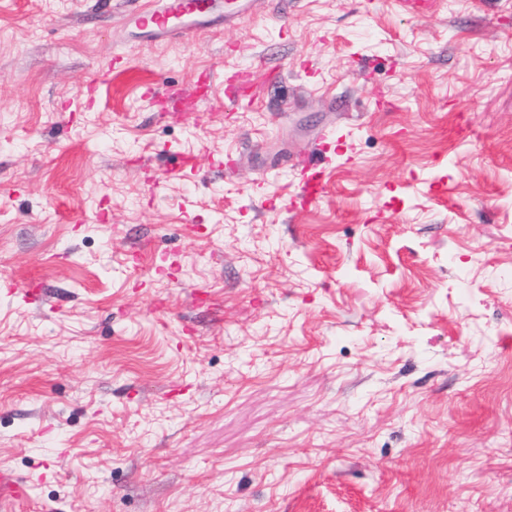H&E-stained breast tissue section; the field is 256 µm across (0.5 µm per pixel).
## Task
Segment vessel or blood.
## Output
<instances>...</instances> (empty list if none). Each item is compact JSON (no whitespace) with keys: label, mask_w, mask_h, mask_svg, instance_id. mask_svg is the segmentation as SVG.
Here are the masks:
<instances>
[{"label":"vessel or blood","mask_w":512,"mask_h":512,"mask_svg":"<svg viewBox=\"0 0 512 512\" xmlns=\"http://www.w3.org/2000/svg\"><path fill=\"white\" fill-rule=\"evenodd\" d=\"M249 0H157L155 6L128 15L127 20L138 30L141 37L162 44L173 39H190L197 32L220 22L235 25L246 10ZM232 96L253 94L258 86L257 71L250 68L237 72L230 81ZM211 76L200 73L195 82L193 96L167 89L161 104H178L195 108L198 99L207 97ZM327 163L318 150H310L297 161L302 178L299 190L290 200L293 212H302L317 203L328 192L323 178ZM28 496L25 481L15 478L8 470L0 471V505L7 506L25 500Z\"/></svg>","instance_id":"b4317fda"}]
</instances>
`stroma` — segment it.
<instances>
[{"mask_svg":"<svg viewBox=\"0 0 512 512\" xmlns=\"http://www.w3.org/2000/svg\"><path fill=\"white\" fill-rule=\"evenodd\" d=\"M432 3L154 44V0H0V274L45 293L0 281L8 512H512V0ZM204 70L191 115L145 96ZM173 154L202 178L150 186ZM258 68H250L240 72H237L230 80L231 84V95H229L230 101L238 98L240 94L250 95L254 94L255 89L259 85L257 79ZM328 159L322 157L318 149H312L297 161L302 178L299 191L291 197L290 210L300 213L317 203L328 192V182L323 178L324 166ZM28 497L27 484L15 478L8 469L0 471V505L3 508L15 502L23 501Z\"/></svg>","mask_w":512,"mask_h":512,"instance_id":"stroma-1","label":"stroma"}]
</instances>
